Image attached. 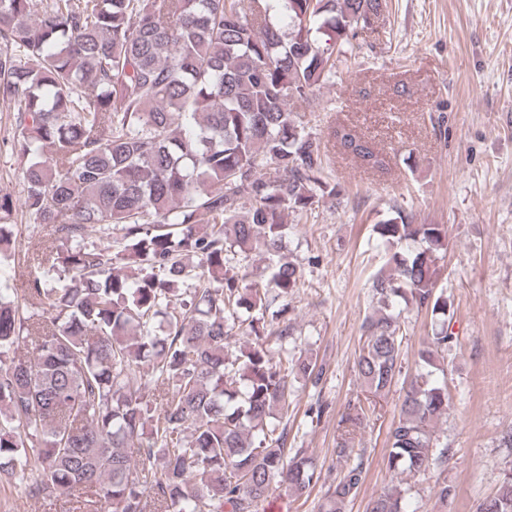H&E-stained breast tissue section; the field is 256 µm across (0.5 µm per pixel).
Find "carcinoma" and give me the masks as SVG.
<instances>
[{
	"instance_id": "carcinoma-1",
	"label": "carcinoma",
	"mask_w": 512,
	"mask_h": 512,
	"mask_svg": "<svg viewBox=\"0 0 512 512\" xmlns=\"http://www.w3.org/2000/svg\"><path fill=\"white\" fill-rule=\"evenodd\" d=\"M387 0H0V99L26 160L25 214L53 227L26 281L0 269V476L38 472L32 494L68 512H258L278 488L300 498L320 472L287 448L291 379L316 386L326 365L288 356L290 326L265 314L301 288L286 260L288 217L335 199L326 150L290 103L336 76V52L374 29ZM340 146L383 160L345 127ZM14 202L0 195V256ZM113 225L123 247L85 242ZM374 231L385 266L372 281L336 456L399 393L389 467L445 472V354L451 303L437 288L448 226L402 213ZM255 252L264 265L236 262ZM438 325L405 367L403 309ZM280 342L274 351L269 336ZM233 336L252 338L229 351ZM34 358L16 356L24 343ZM139 454V474L128 449ZM358 459L330 485L322 512H345L364 481ZM393 484L366 512H405ZM476 512H512V472Z\"/></svg>"
}]
</instances>
